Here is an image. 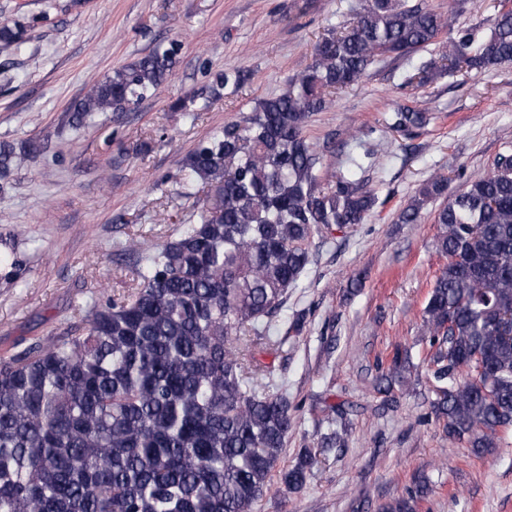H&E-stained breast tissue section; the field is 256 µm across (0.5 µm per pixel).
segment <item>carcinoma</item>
<instances>
[{"label": "carcinoma", "instance_id": "carcinoma-1", "mask_svg": "<svg viewBox=\"0 0 512 512\" xmlns=\"http://www.w3.org/2000/svg\"><path fill=\"white\" fill-rule=\"evenodd\" d=\"M448 32L435 58L405 83L512 63V8L488 36L454 28L425 0H365L356 21L331 31L312 64L280 94L200 141L185 158L187 186L209 191L196 222L141 259L138 284L96 307L87 329L0 357V512H254L270 490L294 420L288 398L261 383L249 346L309 263V246L333 227L361 224L377 204L362 180L323 186L321 153L306 134L329 95L358 83L383 56L404 58ZM25 28L0 24V51ZM178 49H156L92 84L67 107L68 123L129 112L171 75ZM237 73L212 76L218 97ZM430 113L403 107L390 129L409 135ZM40 143H0L6 177ZM448 177H432L400 211L418 224ZM439 250L448 263L423 308L422 340L438 383L427 417L478 454L512 431V152L442 206ZM414 364L395 347L379 389L409 383ZM482 369L481 383L469 373ZM318 463L306 448L280 472L302 489ZM419 481L384 512H416Z\"/></svg>", "mask_w": 512, "mask_h": 512}]
</instances>
